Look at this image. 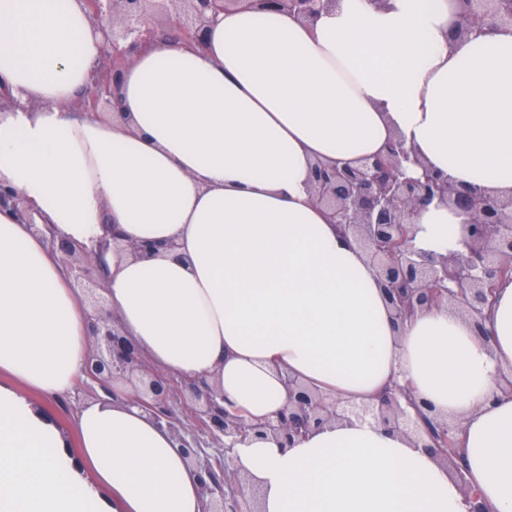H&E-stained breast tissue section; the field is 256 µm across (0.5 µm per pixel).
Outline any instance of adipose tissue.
Listing matches in <instances>:
<instances>
[{
	"mask_svg": "<svg viewBox=\"0 0 512 512\" xmlns=\"http://www.w3.org/2000/svg\"><path fill=\"white\" fill-rule=\"evenodd\" d=\"M456 0H337L310 24L220 14L202 49L155 41L122 73L124 119L75 115L103 36L81 0H0V512H203L196 468L144 408L103 396L75 442L48 409L91 351L89 308L43 227L103 225L108 306L157 370L203 379L246 418L282 407L285 375L330 400L408 385L463 427L471 485L512 512V278L485 324L443 303L394 325L375 268L309 193L315 159L352 162L402 137L429 168L512 195V26L454 41ZM465 217L431 203L413 246L449 255ZM172 241L134 257L129 244ZM237 469L261 512H465L446 464L354 417L294 447L249 439Z\"/></svg>",
	"mask_w": 512,
	"mask_h": 512,
	"instance_id": "adipose-tissue-1",
	"label": "adipose tissue"
}]
</instances>
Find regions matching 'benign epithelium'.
Masks as SVG:
<instances>
[{"label":"benign epithelium","instance_id":"1","mask_svg":"<svg viewBox=\"0 0 512 512\" xmlns=\"http://www.w3.org/2000/svg\"><path fill=\"white\" fill-rule=\"evenodd\" d=\"M157 0H84L93 21L104 36L101 57L92 69L91 86L77 103L83 114L100 107L121 113L118 85L121 69L135 51L170 31L174 42L204 48L210 26L230 8L255 6L285 12L312 21L335 6L336 0H169L173 12L165 27L155 28L151 15ZM512 24V0H458L457 19L451 38L477 37L492 27ZM310 193L330 212L344 234L353 236L376 268L381 288L391 306L393 319L404 322L417 311L446 301L460 308L473 322L477 336L486 340L485 311L492 305L496 282L512 270V196L495 195L477 184L459 185L449 176L428 168L421 158L397 137L377 155L354 164L316 161L311 167ZM446 201L467 217L466 236L454 255L443 257L416 251L409 244V218L433 201ZM10 208L25 217L19 192L0 185V209ZM87 248L44 225L52 250L61 254L74 285L89 293L106 289L105 257L116 240L110 224ZM172 241H145L129 245L136 256L159 250L171 251ZM91 336L94 347L80 379V387L99 386L116 395V385L134 388L132 402L144 407L159 424L175 429L179 422L177 401L184 392L194 400L192 426L180 437L181 448L200 471L204 512H260L259 494L246 487L240 472H228L235 444L248 437H272L281 447H292L310 432L348 416L370 418L390 431L413 438L423 448L448 463L463 490L467 512H491L473 489L461 465L459 450L462 426L430 413L417 404L409 387L398 383L385 389L369 404L328 401L286 376V399L273 419L250 421L233 407H224V395L202 381L178 378L151 369L141 350L123 336L108 304L91 297ZM211 439L217 457L199 456L203 437Z\"/></svg>","mask_w":512,"mask_h":512}]
</instances>
